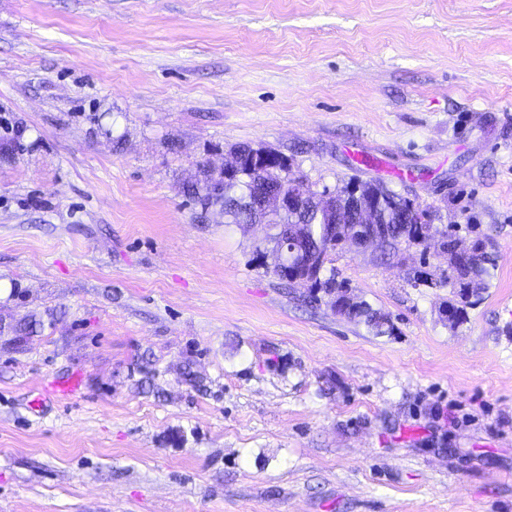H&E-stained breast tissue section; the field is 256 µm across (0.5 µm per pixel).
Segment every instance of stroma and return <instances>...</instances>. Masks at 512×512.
Masks as SVG:
<instances>
[{
  "mask_svg": "<svg viewBox=\"0 0 512 512\" xmlns=\"http://www.w3.org/2000/svg\"><path fill=\"white\" fill-rule=\"evenodd\" d=\"M243 144L490 288L348 247L392 334L304 302L182 193ZM0 512H512V0H0ZM436 234L440 236V248L450 254V262L448 273L435 284L450 288L452 298L448 300V307L452 309V314L448 320L453 326H458L466 321L465 307L474 303L471 298L479 297L488 289L492 260L486 243L476 239L472 243V253L468 257H458V265H453L452 259L456 256L457 239L448 231L436 230Z\"/></svg>",
  "mask_w": 512,
  "mask_h": 512,
  "instance_id": "1",
  "label": "stroma"
}]
</instances>
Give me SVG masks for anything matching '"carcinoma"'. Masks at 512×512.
Returning <instances> with one entry per match:
<instances>
[{"label": "carcinoma", "instance_id": "1", "mask_svg": "<svg viewBox=\"0 0 512 512\" xmlns=\"http://www.w3.org/2000/svg\"><path fill=\"white\" fill-rule=\"evenodd\" d=\"M265 152L274 159L265 167L252 162L249 156H242L231 174L224 177V183L209 184V180L187 182L182 186L183 194L192 201L208 208L218 205L233 224H286L294 235L288 238V250L297 247L317 254V258L301 266L282 264V270L274 274L290 288H304L309 302L329 305L336 314L355 323L363 324L375 336L391 333L393 325L389 317L372 307L365 300L353 294L350 283L336 276L333 267L334 256L341 249L340 240L350 234L356 215L342 211L350 188L366 198L382 199L378 214L377 260L389 264L404 245H421L428 248L427 238L422 234L425 221L424 210L416 204L412 207L406 201L377 181L357 182L333 191L332 206L322 208L313 200L316 192L305 187L302 181L290 174L288 159L276 150ZM264 185H273L293 193L305 188L309 196L302 201L299 210L287 215H268L261 209H254L247 203L255 192ZM472 253L459 258L456 264H448V273L438 284L450 288L452 298L448 307L452 314L450 323L458 326L466 321L465 307L472 304L471 298L479 296L489 287L492 262L487 245L482 240L472 243Z\"/></svg>", "mask_w": 512, "mask_h": 512}]
</instances>
